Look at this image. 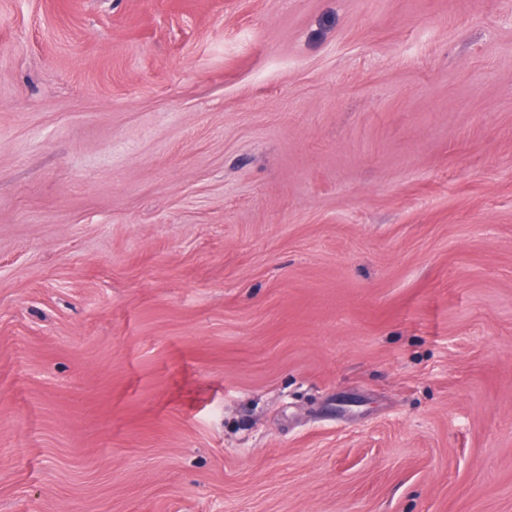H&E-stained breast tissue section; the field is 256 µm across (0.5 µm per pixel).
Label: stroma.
Segmentation results:
<instances>
[{"instance_id":"35a3bbf8","label":"stroma","mask_w":512,"mask_h":512,"mask_svg":"<svg viewBox=\"0 0 512 512\" xmlns=\"http://www.w3.org/2000/svg\"><path fill=\"white\" fill-rule=\"evenodd\" d=\"M0 512H512V0H0Z\"/></svg>"}]
</instances>
